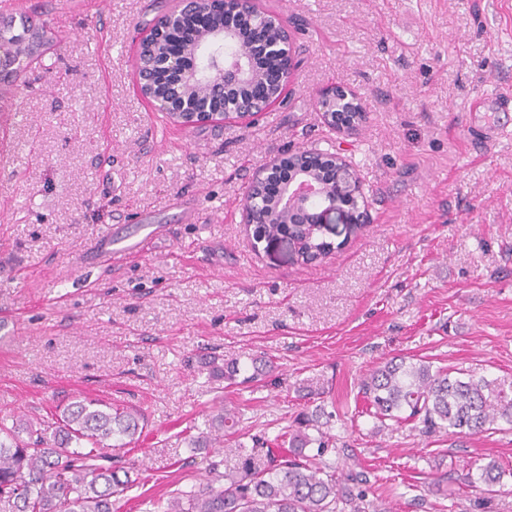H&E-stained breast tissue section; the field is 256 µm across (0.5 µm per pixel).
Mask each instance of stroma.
Here are the masks:
<instances>
[{
  "label": "stroma",
  "mask_w": 512,
  "mask_h": 512,
  "mask_svg": "<svg viewBox=\"0 0 512 512\" xmlns=\"http://www.w3.org/2000/svg\"><path fill=\"white\" fill-rule=\"evenodd\" d=\"M299 61L257 121L180 127L137 91L140 33L170 0H21L6 35L35 41L0 106V418L57 417L75 397L139 410L112 457L128 472L117 512H153L170 490L237 468L233 448L320 412L389 512H512V426L455 438L380 422L363 378L392 358L477 373L512 397V0H257ZM353 92L363 118L329 127L317 101ZM337 152L369 222L328 224L338 250L311 263L287 239L255 241L242 203L290 151ZM177 197L203 202L183 223ZM170 225L120 269L77 273L130 214ZM253 354L260 382L217 390L188 360ZM241 418L223 446L186 436L216 406ZM507 470L492 495L470 462Z\"/></svg>",
  "instance_id": "obj_1"
}]
</instances>
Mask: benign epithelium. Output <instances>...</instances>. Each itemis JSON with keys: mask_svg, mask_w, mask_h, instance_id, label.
I'll list each match as a JSON object with an SVG mask.
<instances>
[{"mask_svg": "<svg viewBox=\"0 0 512 512\" xmlns=\"http://www.w3.org/2000/svg\"><path fill=\"white\" fill-rule=\"evenodd\" d=\"M172 0L139 44L151 51L152 61L137 64L136 84L143 98L180 126H194L220 119L248 117L253 102L269 99V88L287 84L296 68V57L287 32L274 42H263V54L278 62L272 72L254 66L237 52L239 28L224 26L228 18L249 13L256 32L282 26L281 19L265 13L253 0ZM26 54L16 41L0 33V76L22 74ZM327 123L352 130L359 123L357 98L344 89H328L319 101ZM328 161L331 181L316 174L314 157ZM263 213L252 204L243 212L246 224H258L273 211H286L291 224H365L361 207L363 191L351 168L334 153L299 151L274 160L254 180Z\"/></svg>", "mask_w": 512, "mask_h": 512, "instance_id": "7a95c632", "label": "benign epithelium"}]
</instances>
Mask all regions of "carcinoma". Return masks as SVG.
<instances>
[{"label": "carcinoma", "instance_id": "obj_1", "mask_svg": "<svg viewBox=\"0 0 512 512\" xmlns=\"http://www.w3.org/2000/svg\"><path fill=\"white\" fill-rule=\"evenodd\" d=\"M288 226L272 222L257 224V237L274 238ZM322 238L308 224L301 229L298 256L308 262L340 249ZM255 381L264 376L266 363L231 359L202 363L198 373L216 384L232 385L238 377ZM491 381L470 374L452 378L444 370H432L426 362L391 359L361 383V391L380 421L420 420L424 432L444 430L451 436H473L505 422L512 425V397L485 394ZM236 415L224 410L210 416L205 429L188 437L193 448L224 442V433L235 429ZM298 429L269 440L259 437L252 446L237 443L241 458L238 470L227 473L219 463L209 467L210 478L202 486L179 490L166 501L154 503L155 512H387L366 500L369 477L364 471L347 469L336 477V466L324 460L332 437L321 430L318 419L303 417ZM144 417L131 410L112 409L95 400L77 399L68 404L53 425L36 424L18 417L12 425L0 421V508L3 512H114L112 497L120 495L127 482L119 468L103 453V441L122 442L141 433ZM316 434H309V430ZM316 447L309 455L306 449ZM505 471L490 461L476 466L472 483L483 485L487 494L497 492Z\"/></svg>", "mask_w": 512, "mask_h": 512}]
</instances>
